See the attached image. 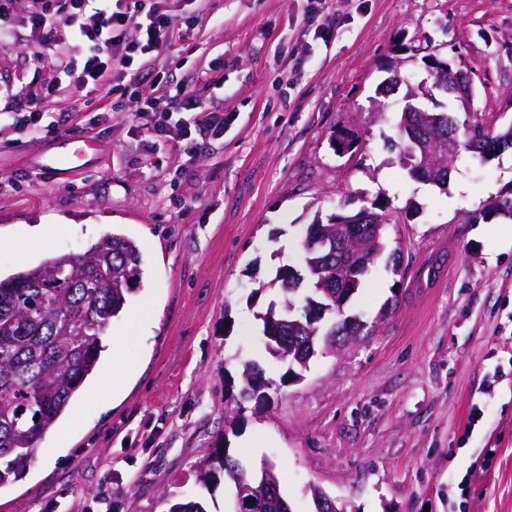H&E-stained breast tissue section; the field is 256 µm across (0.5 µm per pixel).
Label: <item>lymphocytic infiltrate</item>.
I'll return each instance as SVG.
<instances>
[{
  "label": "lymphocytic infiltrate",
  "mask_w": 512,
  "mask_h": 512,
  "mask_svg": "<svg viewBox=\"0 0 512 512\" xmlns=\"http://www.w3.org/2000/svg\"><path fill=\"white\" fill-rule=\"evenodd\" d=\"M209 20L207 0H197L186 18L171 13L167 0H46L26 22L38 30L44 47L58 46L68 35L81 48V62L63 68L75 91L92 86L129 93L139 105L141 126L156 141L190 154L196 135H223L224 111L204 107L187 89L173 96L169 108L156 111L163 78L149 60L169 47L182 27H201Z\"/></svg>",
  "instance_id": "lymphocytic-infiltrate-1"
}]
</instances>
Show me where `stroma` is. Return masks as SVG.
Here are the masks:
<instances>
[{
    "label": "stroma",
    "instance_id": "1",
    "mask_svg": "<svg viewBox=\"0 0 512 512\" xmlns=\"http://www.w3.org/2000/svg\"><path fill=\"white\" fill-rule=\"evenodd\" d=\"M306 7L213 0L214 21L158 55L159 106L184 82L230 117L189 156L155 144L134 102L97 117L106 91L74 93L61 73L78 51L39 50L25 23L34 4L14 0L17 41L0 47V278L112 233L137 243L143 265L95 370L26 475L0 488V512H167L176 498L229 512L230 485L200 479L223 446L252 472L274 467L292 512H315L313 485L350 512H512V248L498 245L512 222L467 218L512 187V149L487 162L461 152L444 192L411 180L396 133L404 94H377L393 67L417 85L432 53L476 70L484 124L511 123L512 0H326L327 42L305 26ZM213 65L223 85L202 78ZM31 100L47 137L16 123ZM76 139L87 159L49 173ZM375 201L402 272L374 268L346 308L362 335L289 381L257 318L281 300L271 282L300 266L315 214ZM38 224L51 230L35 243ZM135 311L153 316L151 334L113 359ZM247 361L271 384L264 404L239 397ZM474 402L485 422L469 435ZM489 448L490 470L459 491Z\"/></svg>",
    "mask_w": 512,
    "mask_h": 512
}]
</instances>
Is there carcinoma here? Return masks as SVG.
Here are the masks:
<instances>
[{
    "label": "carcinoma",
    "instance_id": "1",
    "mask_svg": "<svg viewBox=\"0 0 512 512\" xmlns=\"http://www.w3.org/2000/svg\"><path fill=\"white\" fill-rule=\"evenodd\" d=\"M457 148L480 152L477 137H488L478 115L456 120ZM142 274V255L132 239L112 233L84 252L51 258L39 266L0 279V488L22 477L37 444L67 410L96 367L102 337L124 309ZM282 306L258 315L262 333L285 337V358L301 348L311 332L283 323L282 308L311 298L302 289H281ZM326 336H351L344 317L333 312ZM205 476L235 472L249 482L252 473L229 449L214 450L204 463ZM232 512H288L277 489L260 497L239 496L233 487Z\"/></svg>",
    "mask_w": 512,
    "mask_h": 512
}]
</instances>
